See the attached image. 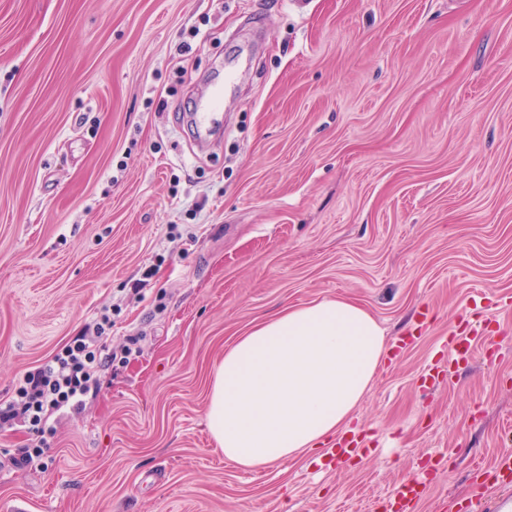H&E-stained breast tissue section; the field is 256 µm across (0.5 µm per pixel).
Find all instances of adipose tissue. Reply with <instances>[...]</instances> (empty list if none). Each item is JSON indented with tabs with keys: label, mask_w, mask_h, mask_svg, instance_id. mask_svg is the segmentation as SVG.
Masks as SVG:
<instances>
[{
	"label": "adipose tissue",
	"mask_w": 512,
	"mask_h": 512,
	"mask_svg": "<svg viewBox=\"0 0 512 512\" xmlns=\"http://www.w3.org/2000/svg\"><path fill=\"white\" fill-rule=\"evenodd\" d=\"M384 351L382 327L355 300L289 307L225 349L212 379L210 434L245 470L313 452L352 422Z\"/></svg>",
	"instance_id": "1"
}]
</instances>
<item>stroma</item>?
<instances>
[{
	"mask_svg": "<svg viewBox=\"0 0 512 512\" xmlns=\"http://www.w3.org/2000/svg\"><path fill=\"white\" fill-rule=\"evenodd\" d=\"M476 292L491 345L449 367ZM326 296L418 332L354 413L372 452L243 471L213 371ZM107 309L138 351L43 465L0 431V512H383L424 469L413 512L465 500L512 451V0H0V401Z\"/></svg>",
	"mask_w": 512,
	"mask_h": 512,
	"instance_id": "obj_1",
	"label": "stroma"
}]
</instances>
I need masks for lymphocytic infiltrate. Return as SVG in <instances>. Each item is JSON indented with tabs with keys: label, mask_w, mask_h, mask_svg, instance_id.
I'll return each mask as SVG.
<instances>
[{
	"label": "lymphocytic infiltrate",
	"mask_w": 512,
	"mask_h": 512,
	"mask_svg": "<svg viewBox=\"0 0 512 512\" xmlns=\"http://www.w3.org/2000/svg\"><path fill=\"white\" fill-rule=\"evenodd\" d=\"M112 333L111 312L84 325L44 364L19 376L12 396L0 403V430L22 425L36 441L32 447L18 449L11 461L25 468L41 462L50 445L47 435L62 417L79 414L88 399L101 389V373L112 367L118 355H131L139 339L127 337L121 354L107 352Z\"/></svg>",
	"instance_id": "f902f5d3"
}]
</instances>
